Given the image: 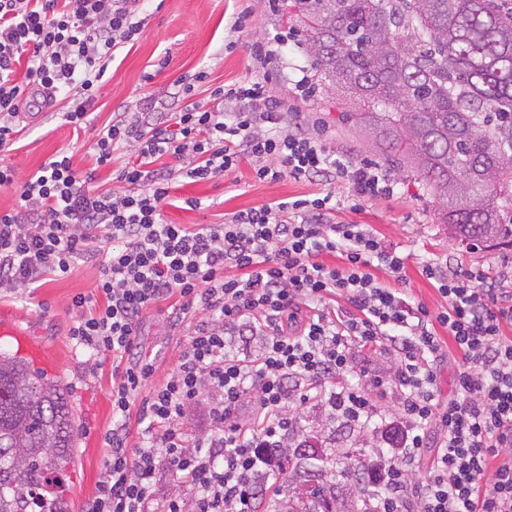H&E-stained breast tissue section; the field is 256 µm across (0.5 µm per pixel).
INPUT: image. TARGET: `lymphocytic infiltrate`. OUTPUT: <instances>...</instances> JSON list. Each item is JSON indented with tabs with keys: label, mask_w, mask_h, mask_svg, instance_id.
I'll return each mask as SVG.
<instances>
[{
	"label": "lymphocytic infiltrate",
	"mask_w": 512,
	"mask_h": 512,
	"mask_svg": "<svg viewBox=\"0 0 512 512\" xmlns=\"http://www.w3.org/2000/svg\"><path fill=\"white\" fill-rule=\"evenodd\" d=\"M143 24L139 0H0V149L19 132L31 86L68 94L63 118L82 125L109 63ZM273 76L265 68L216 87L205 107L190 100L207 78L198 72L178 90L188 100L180 111L135 112L99 131L96 164L115 167L120 190H97L94 172H77L60 153L19 185L16 208L0 211V296L41 287L80 262L95 272L93 292L72 300L69 336L89 363L111 353L113 420L104 473L83 512H152L166 476L179 490L164 512H258L307 405L369 429L382 381L364 372L346 382L357 348L390 357L399 400L384 429L391 456L367 461L375 512H512V337L503 333L512 289L484 268L436 257L421 274L444 304L434 313L417 301L402 286L406 259L396 248L364 225L332 220L336 210L392 197L395 180L305 129L273 95ZM120 148L131 151L121 163ZM244 163L260 181L287 176L328 189L219 224L166 220L177 178L206 182ZM339 182L348 191L338 197ZM163 302L171 325L191 312L201 319L155 386V362L138 338ZM444 332L460 354L456 395L445 402L435 390ZM249 336L261 337L258 350ZM201 407L209 428L189 437L184 422ZM429 446L435 455L415 478Z\"/></svg>",
	"instance_id": "lymphocytic-infiltrate-1"
}]
</instances>
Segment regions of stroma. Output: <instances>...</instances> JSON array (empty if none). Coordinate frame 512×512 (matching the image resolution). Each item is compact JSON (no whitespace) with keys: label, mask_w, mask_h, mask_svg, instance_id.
I'll return each mask as SVG.
<instances>
[{"label":"stroma","mask_w":512,"mask_h":512,"mask_svg":"<svg viewBox=\"0 0 512 512\" xmlns=\"http://www.w3.org/2000/svg\"><path fill=\"white\" fill-rule=\"evenodd\" d=\"M238 0H141L144 26L133 45L122 48L110 63L95 102L87 109L82 128L65 124L62 112L67 101L44 106V91H33L26 106L24 128L9 148L0 150V166L14 169L16 184L0 187V210L14 207L19 182L37 172L58 152H67L81 173L94 168L95 143L100 129L125 113L139 111L151 101L156 112H176L181 101L171 98L176 81L191 82L195 73L208 74L210 88L243 79L253 65V48L268 51L277 78L274 94L302 114L305 125L320 123L333 145L372 160L379 154L364 135L347 124L335 100L308 95L300 84L307 62L295 35L281 24L270 0H254L253 15L245 27L230 32L229 21L237 13ZM95 169V168H94ZM395 196L363 202L360 211L336 212L339 222L368 225L386 242L397 246L407 258V286L430 310L442 299L419 272L422 261L437 255L449 265L481 266L502 279L512 278V248H472L451 237L447 225L437 219L438 205L421 181L410 172L398 171ZM318 185L289 177L277 182L253 178L249 165H241L238 177L201 183H179L171 191L164 214L174 224H218L224 214L248 210L284 199L317 193ZM188 198L201 205L187 209ZM94 287L92 273L82 265L68 275L48 281L41 288L26 289L0 298V312L11 314L31 335L53 353L57 371L53 376L66 392L71 408L75 446L68 469L71 512H82L104 472L102 434L112 424V358H100V369L89 375L84 356L68 336L73 312L71 300ZM189 325L170 328L166 309L153 310L140 338L143 352L155 357V380H163L176 362ZM299 447L291 451L292 464L280 476L284 491L263 500L260 512H286L301 507L300 493L315 482H326L332 471L345 466L342 449L351 458L363 460L373 454L377 442L372 433H359L341 426L323 411L309 407L300 414Z\"/></svg>","instance_id":"stroma-1"}]
</instances>
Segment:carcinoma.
Here are the masks:
<instances>
[{
	"label": "carcinoma",
	"mask_w": 512,
	"mask_h": 512,
	"mask_svg": "<svg viewBox=\"0 0 512 512\" xmlns=\"http://www.w3.org/2000/svg\"><path fill=\"white\" fill-rule=\"evenodd\" d=\"M310 93L421 178L460 242L512 245V0H277ZM63 389L0 353V512H67ZM302 512H335L314 487Z\"/></svg>",
	"instance_id": "carcinoma-1"
}]
</instances>
